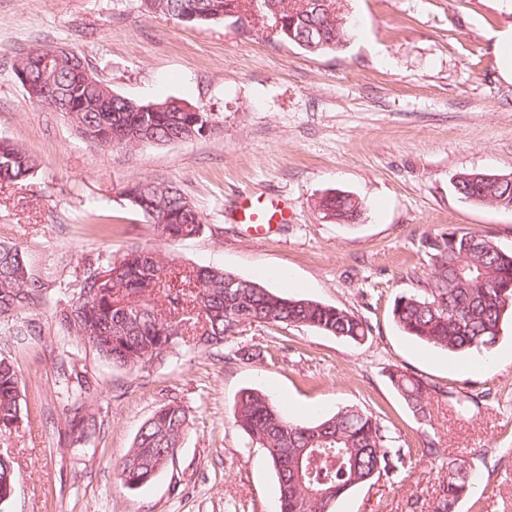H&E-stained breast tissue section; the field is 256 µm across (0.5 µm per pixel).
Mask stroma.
<instances>
[{
	"instance_id": "1",
	"label": "stroma",
	"mask_w": 512,
	"mask_h": 512,
	"mask_svg": "<svg viewBox=\"0 0 512 512\" xmlns=\"http://www.w3.org/2000/svg\"><path fill=\"white\" fill-rule=\"evenodd\" d=\"M357 21L337 51L311 54L265 25H189L140 0H0V138L32 155L33 176L0 184V243L17 245L38 295L0 316V356L17 370L21 418L0 433L17 475L0 512H275L277 477L234 424L242 390L310 422L346 406L373 412L410 449L400 473L339 499L334 512H429L448 463L476 474L458 512H512V317L491 362L404 336L399 296L430 276L428 243L456 228L512 251V210L477 206L460 174L512 175V81L499 33L512 0H345ZM76 51L113 92L177 98L211 116L187 143L91 148L69 117L31 103L14 64L38 46ZM173 184L203 218L202 234L161 238L123 194ZM363 204L352 223L324 218L330 190ZM288 205L259 237L234 220L243 195ZM133 247L174 272L213 266L288 296L341 307L370 327L359 343L294 325L252 323L233 347L182 346L146 369L120 368L60 322L91 264ZM430 384L431 417L413 415L388 373ZM98 428L73 431L69 392ZM465 401L458 410L457 401ZM189 425L173 461L131 490L115 468L141 425L170 402ZM439 448L425 456V442Z\"/></svg>"
}]
</instances>
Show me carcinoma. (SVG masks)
<instances>
[{
  "mask_svg": "<svg viewBox=\"0 0 512 512\" xmlns=\"http://www.w3.org/2000/svg\"><path fill=\"white\" fill-rule=\"evenodd\" d=\"M155 11L173 17L187 10L198 13L196 24L232 21L225 15L231 0H151ZM326 30L335 52L343 40L336 39L335 27L319 14L296 15L285 24L278 38L288 43L313 27ZM70 68L56 69L54 84L63 87L61 100L83 97L98 99L97 89H67ZM175 100L168 112H135L127 97L112 95L109 111L74 112L76 131L91 146L110 147L114 138L133 135L145 144H162L171 135L185 138L202 134L209 114L183 112ZM37 168V161L17 146L0 141V181L18 183ZM142 203L137 209L148 214L145 204L165 201V212L151 217L152 223L167 240L188 239L199 235L204 222L196 208L186 207L187 198L176 187L155 181L133 185ZM455 190L462 198L478 206L512 207V181L497 182L479 172L460 175ZM324 216L353 222L362 204L356 198L334 193L318 201ZM431 273L420 294L395 300L392 316L408 336L427 347L457 356L473 351L490 352L500 335L506 312H512V252L501 250L493 240L476 232L448 231L429 243ZM115 271L112 279L101 283L97 268L83 274L78 294L88 296L74 301L62 311V321L75 335L87 340L104 358L120 367L141 368L147 355L157 357L197 336L199 314H205V340L196 344L219 348L239 332L240 318L251 317L270 325H296L317 329L354 342L362 341L369 325L362 317L318 301L292 298L271 291L260 283L234 278L220 268L199 266L188 277L173 284L153 253L140 248L128 250L118 259L104 262ZM28 272L20 250L0 244V315L26 310L34 302L35 290L27 286ZM389 380L414 416L430 417L427 387L421 380L400 370L390 372ZM19 377L13 363L0 357V426L7 428L20 417ZM235 424L263 450L275 470L278 481L279 512H333V505L356 487L381 475L396 472L404 464L405 452L396 448L385 425L372 412L359 407H344L336 413L310 423H297L285 417L270 398L246 390L237 399ZM188 413L173 401L156 411L141 426L132 448L118 466L121 483L135 490L149 483L169 462L181 445ZM311 448L315 455L302 459L297 449ZM473 478L467 461L448 463V474L430 512H455L467 494ZM12 462L0 461V495L7 485L15 484Z\"/></svg>",
  "mask_w": 512,
  "mask_h": 512,
  "instance_id": "1",
  "label": "carcinoma"
}]
</instances>
